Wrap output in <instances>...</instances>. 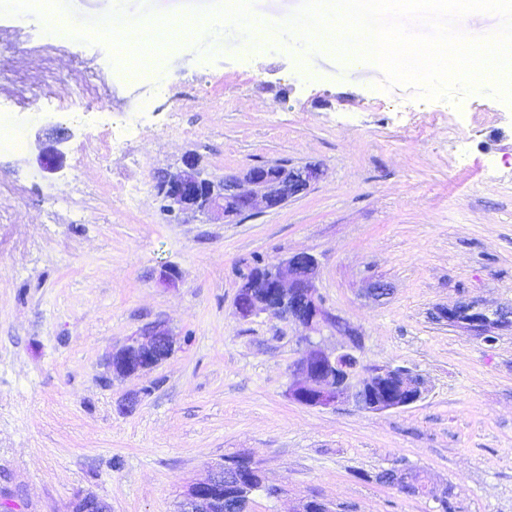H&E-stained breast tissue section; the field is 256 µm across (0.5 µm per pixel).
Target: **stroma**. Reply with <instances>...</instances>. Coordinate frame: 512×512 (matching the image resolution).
Returning a JSON list of instances; mask_svg holds the SVG:
<instances>
[{"label": "stroma", "mask_w": 512, "mask_h": 512, "mask_svg": "<svg viewBox=\"0 0 512 512\" xmlns=\"http://www.w3.org/2000/svg\"><path fill=\"white\" fill-rule=\"evenodd\" d=\"M184 3L52 0L56 20L94 34L53 53L45 83L44 16L0 13V113L25 141L0 152V504L66 512L93 492L112 512H177L189 484L245 455L264 475L248 512L312 498L332 512H440L377 482L394 467L454 485L459 512H512V327L487 343L436 316L464 301L512 309V103L486 86L452 101L384 91L376 65L302 56L277 36L257 53L211 32L207 52L170 44L146 77L119 76L99 21L120 4L143 26L174 24ZM84 62L95 80L80 98L68 76ZM69 105L75 118L61 120ZM178 109L190 131L170 126ZM121 117L141 123L130 153H81ZM60 123L66 163L46 176L35 134ZM189 156L215 179L275 161L324 174L280 207L185 223L155 184ZM120 184L141 185L133 206ZM299 252L319 262L324 306L359 330L361 365L419 374L420 401L368 412L289 400L309 328L239 319L233 302L254 259ZM165 266L176 287L159 283ZM375 282L387 295H370ZM156 321L174 354L113 377L112 351Z\"/></svg>", "instance_id": "obj_1"}]
</instances>
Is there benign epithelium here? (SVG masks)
Returning <instances> with one entry per match:
<instances>
[{"mask_svg": "<svg viewBox=\"0 0 512 512\" xmlns=\"http://www.w3.org/2000/svg\"><path fill=\"white\" fill-rule=\"evenodd\" d=\"M69 135L53 128L46 136L36 135L38 164L49 174L60 170L66 156L60 145ZM184 169L166 173L159 186L169 214L208 215L224 219L250 213L263 205L276 208L298 196L320 180L323 170L316 165L288 169L251 166L235 178L219 184L206 177L191 157ZM318 262L305 253L295 254L268 269L264 276L241 279L234 298L235 314L242 319L269 315L293 320L321 333L334 331L349 338L339 351L321 347L304 338L305 347L291 369L288 397L310 407H334L349 401L367 411L404 409L423 398L420 375L404 367L382 365L363 375L355 355L360 339L356 328L324 307L318 291ZM439 318L463 323L489 341L486 332L495 327H512V311L490 310L474 302H462ZM174 353L171 334L164 324L152 323L131 337L112 354L110 370L119 376H133L151 370ZM415 472L390 469L382 481L411 495L431 493L427 483L413 479ZM262 487V470L249 457H238L211 468L206 479L191 483L178 512H246L249 495ZM66 512H112L106 498L79 494Z\"/></svg>", "mask_w": 512, "mask_h": 512, "instance_id": "benign-epithelium-1", "label": "benign epithelium"}]
</instances>
